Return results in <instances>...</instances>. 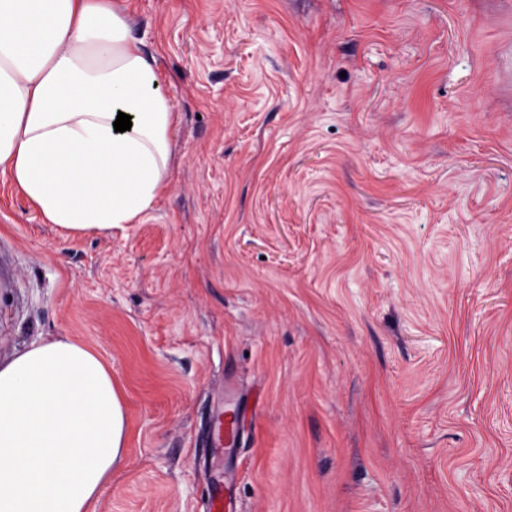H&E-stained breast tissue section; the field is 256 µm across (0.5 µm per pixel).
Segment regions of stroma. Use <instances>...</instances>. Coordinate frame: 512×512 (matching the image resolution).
<instances>
[{"label": "stroma", "mask_w": 512, "mask_h": 512, "mask_svg": "<svg viewBox=\"0 0 512 512\" xmlns=\"http://www.w3.org/2000/svg\"><path fill=\"white\" fill-rule=\"evenodd\" d=\"M115 2L165 195L67 236L0 180V360L68 337L124 404L96 512H206L228 468L238 512H512V6ZM228 408L219 410L213 420L214 444L232 449L239 443V402L229 401Z\"/></svg>", "instance_id": "stroma-1"}]
</instances>
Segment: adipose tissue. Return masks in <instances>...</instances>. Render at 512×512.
Wrapping results in <instances>:
<instances>
[{
  "mask_svg": "<svg viewBox=\"0 0 512 512\" xmlns=\"http://www.w3.org/2000/svg\"><path fill=\"white\" fill-rule=\"evenodd\" d=\"M132 132L115 131L118 113ZM174 104L114 0H0V175L68 234L143 223ZM126 437L112 373L54 338L0 362V512H93Z\"/></svg>",
  "mask_w": 512,
  "mask_h": 512,
  "instance_id": "ef3b65f1",
  "label": "adipose tissue"
}]
</instances>
